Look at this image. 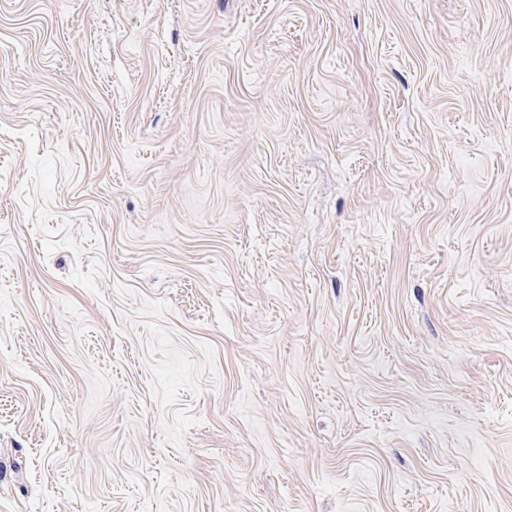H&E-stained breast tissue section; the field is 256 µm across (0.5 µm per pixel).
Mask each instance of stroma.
I'll use <instances>...</instances> for the list:
<instances>
[{
  "mask_svg": "<svg viewBox=\"0 0 512 512\" xmlns=\"http://www.w3.org/2000/svg\"><path fill=\"white\" fill-rule=\"evenodd\" d=\"M0 512H512V0H0Z\"/></svg>",
  "mask_w": 512,
  "mask_h": 512,
  "instance_id": "35a3bbf8",
  "label": "stroma"
}]
</instances>
